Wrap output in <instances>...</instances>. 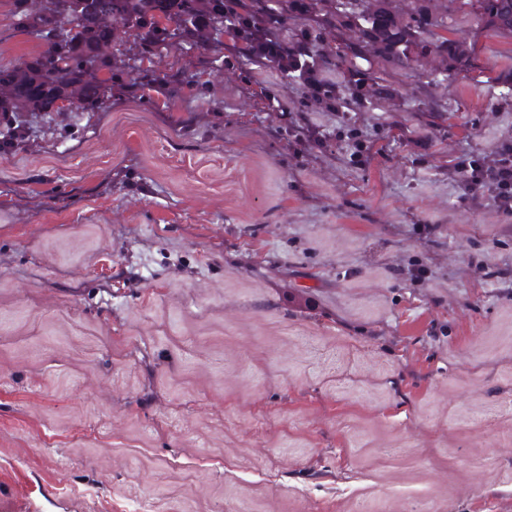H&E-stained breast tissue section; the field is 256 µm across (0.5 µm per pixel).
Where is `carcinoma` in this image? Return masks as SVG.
<instances>
[{"label":"carcinoma","mask_w":512,"mask_h":512,"mask_svg":"<svg viewBox=\"0 0 512 512\" xmlns=\"http://www.w3.org/2000/svg\"><path fill=\"white\" fill-rule=\"evenodd\" d=\"M392 0H43L33 10L28 0H13L14 12L27 29L45 43L35 56L9 66H0V136L13 143L21 137L14 121L24 112H62L63 101L81 110H102L112 100V86L99 73L112 70V56L100 46L116 39L112 20L136 31L134 49L148 59L177 43L209 51L219 46L227 30L241 45L247 60L282 74L299 75L323 65L347 67L360 72L347 55L336 51L313 52L310 44L320 40L322 27H349L356 45L371 46L381 56L408 65L420 55H448L457 69L473 64L472 53L445 37L429 42L430 27L447 28L434 20L416 0L406 16L396 14ZM458 10L485 27L512 32V0H451ZM322 16V25L291 41L278 36L288 21L312 14Z\"/></svg>","instance_id":"cac0c4a2"}]
</instances>
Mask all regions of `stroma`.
Instances as JSON below:
<instances>
[{"label":"stroma","mask_w":512,"mask_h":512,"mask_svg":"<svg viewBox=\"0 0 512 512\" xmlns=\"http://www.w3.org/2000/svg\"><path fill=\"white\" fill-rule=\"evenodd\" d=\"M425 5L472 67L358 57L342 115L228 39L0 145V512H512V218L454 169L512 34Z\"/></svg>","instance_id":"1"}]
</instances>
